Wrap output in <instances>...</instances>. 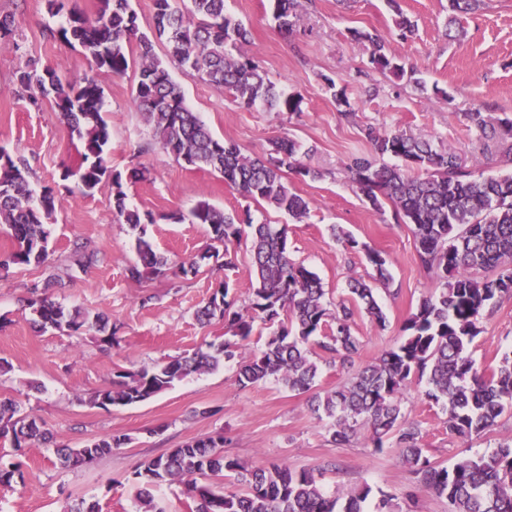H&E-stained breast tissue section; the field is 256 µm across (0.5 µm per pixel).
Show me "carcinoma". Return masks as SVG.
<instances>
[{
    "mask_svg": "<svg viewBox=\"0 0 512 512\" xmlns=\"http://www.w3.org/2000/svg\"><path fill=\"white\" fill-rule=\"evenodd\" d=\"M154 27L140 31L130 0H100L94 16L70 13L68 25L46 33L60 37L91 57L97 70L121 76L129 68L127 47L134 44L141 60L135 103L151 127L156 145L189 166H206L246 200L264 202L300 222L310 211V200L292 191L290 173L311 180L321 172L299 157V145L282 138L270 143L263 157L244 154L238 145L215 137L186 104L182 85L173 77L175 63L185 76L222 87L238 104L261 103L276 112H300L302 97L276 89L254 61L231 48L250 42V32L224 10V0H191L185 11L178 0H154ZM396 14L395 29L406 39L414 32L398 0H388ZM299 0H273V17L279 33L293 34ZM350 37L369 49L368 63L382 74H391L421 87L416 71L389 50L386 39L366 30L352 29ZM166 45L167 61L157 58L154 42ZM337 111L352 117L343 88L326 79ZM15 94L32 107L50 98L61 120L75 134L80 163L69 175L77 177L83 193L107 181L117 218L134 230L139 261L130 265L127 278L140 282L164 273L167 259L144 238L143 224L153 223L127 205L123 176L106 160L111 132L104 118V89L96 77L80 83L65 81L58 71L37 58H29L15 74ZM464 119L482 135L497 134L487 113L474 108ZM373 154L356 155L347 166L350 180L375 210L385 203L395 218L412 225L422 266L431 271L441 290L422 300L404 326L405 336L385 350L376 362L355 367L359 340L351 327L353 311L345 304L332 313L324 303L320 278L296 263L288 249L286 226L255 224L249 212L227 213L206 200L191 210V223L208 226L213 244L198 258L183 262L179 272L197 275L200 264L216 270L237 267V251L244 228L250 229L251 266L256 287L249 305L235 308L229 282L217 283L198 318L224 320V343L192 354L173 357L150 369L124 370L112 387L97 392L94 402L112 406L145 402L193 373L216 368L221 360L236 356L240 342L253 332L258 320L276 326L265 349L240 362L238 383L247 388L277 379L289 390L310 392L319 367L313 349L328 353L350 375L336 390L310 397L315 412L331 420V437L343 444L362 430L370 432L374 448L395 439L400 463L416 481L448 501L450 512H512V441L501 443L488 455L458 460L452 467L432 462L420 447L421 430L402 411L405 391L413 380L425 381L422 395L448 411V427L461 438L491 429L505 409H512V351L502 354L497 368L485 374L475 366L469 346L481 332L484 313L493 301L512 298V173L486 175L470 168L455 153L434 147L429 135L408 136L398 130L365 128ZM389 156L396 164L377 163ZM54 188L33 189L27 161L0 148V224L11 231L14 247L0 258V270L12 266H49L50 226L55 221ZM333 236L348 251L363 249L373 270L372 282L352 279L349 292L364 313L380 326L387 316L375 295L376 284L390 279L389 262L379 251L340 229ZM49 284H34L26 306L34 324L72 335L94 332L110 347L117 329L102 313L67 308L55 300ZM0 440L20 449L32 441H49L36 417L22 411L11 399L0 401ZM130 438L109 436L79 448L58 446L55 454L64 467L89 463L128 444ZM222 475V485L210 482ZM142 512H164L154 502L153 490L167 481H184L195 502V512H391L392 496L384 495L371 509L364 503L370 488L363 486L346 498L329 496L312 470L288 465L270 469L250 467L224 452V435L216 433L185 442L165 454L144 460L135 471Z\"/></svg>",
    "mask_w": 512,
    "mask_h": 512,
    "instance_id": "obj_1",
    "label": "carcinoma"
}]
</instances>
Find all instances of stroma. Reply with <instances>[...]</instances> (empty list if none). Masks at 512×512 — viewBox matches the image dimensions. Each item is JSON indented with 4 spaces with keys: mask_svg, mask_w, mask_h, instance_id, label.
<instances>
[{
    "mask_svg": "<svg viewBox=\"0 0 512 512\" xmlns=\"http://www.w3.org/2000/svg\"><path fill=\"white\" fill-rule=\"evenodd\" d=\"M301 2L287 40L276 29L272 0L224 2L226 13L251 32L242 53L277 88L300 94V113L274 112L260 104L244 108L224 90L173 73L211 132L234 141L243 153L263 155L280 137L301 144L304 163L322 177L289 178V187L311 202L308 217L296 223L249 203L210 168L186 165L155 146L133 102L138 58H131L125 75L101 76L80 49L46 36V27L65 25L67 10L93 15L98 0H64L65 12L54 17L45 0H0V14H13L18 24L14 38L0 43V147L27 159L34 189L49 185L59 193L49 242L53 268L14 267L0 279V361L9 365L0 374V399L18 401L60 444L77 447L111 435L130 439L111 454L71 468L61 466L52 449L33 445L17 451L0 442V455L22 473L11 487H0V512H72L82 501L97 504L100 512H137L133 474L139 464L215 432L224 433L225 452L248 466L313 470L331 494L367 485L392 495L394 512H448L445 499L426 488L412 489L393 443L376 450L364 433L344 445L333 443L327 419L309 409L306 395L274 379L241 388L236 361L191 375L142 403L103 407L93 402L96 392L111 387L117 371L150 368L200 346L222 344L224 322L197 319L215 286L208 268L185 279L170 272L140 282L127 278V267L137 259V233L115 217L109 185L81 194L65 175L78 165L79 156L54 104L46 99L33 108L12 92L16 70L31 56L73 82L99 76L112 132L108 159L121 172L146 168L144 180L126 185L127 202L153 215L146 235L168 260L184 261L208 247L207 227L189 218L201 200L227 212L249 211L258 224L287 225L291 255L321 278L328 308H353L360 367L398 342L420 301L439 292L438 282L418 261L411 226L397 222L392 207L376 211L367 205L345 166L353 155L369 152L364 129L371 125L431 135L436 146L453 151L467 165L500 174V159L512 141L482 137L463 114L479 107L491 118L512 119V0H484L482 9L462 19L465 34L455 39L444 35L448 0H400L417 25L415 35L405 40L394 34V14L386 0ZM354 28L385 37L390 51L416 70L423 88L371 69L366 49L350 37ZM329 78L346 87L353 120L338 114L325 88ZM334 224L386 255L391 280L377 290L385 326L356 309L348 281L368 277L372 268L363 253L346 251L336 242L330 234ZM46 280L64 305L105 314L118 329L119 346L105 347L92 333L69 336L34 325L20 300L31 282ZM511 347L512 299H504L482 320L470 350L477 365L489 370ZM402 408L419 426L426 455L444 466L491 453L512 440V411L490 431L463 439L449 430L446 410L423 398L420 386L410 387Z\"/></svg>",
    "mask_w": 512,
    "mask_h": 512,
    "instance_id": "1",
    "label": "stroma"
}]
</instances>
